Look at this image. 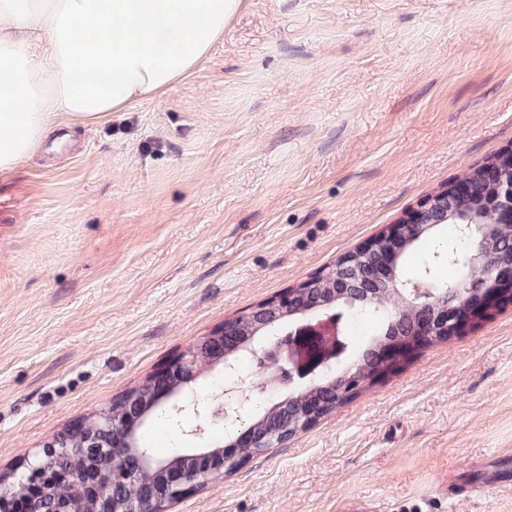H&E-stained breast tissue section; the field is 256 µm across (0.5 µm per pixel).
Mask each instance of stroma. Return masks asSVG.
<instances>
[{"mask_svg":"<svg viewBox=\"0 0 512 512\" xmlns=\"http://www.w3.org/2000/svg\"><path fill=\"white\" fill-rule=\"evenodd\" d=\"M510 147L512 0H245L0 176V472ZM508 453L504 301L168 512H512Z\"/></svg>","mask_w":512,"mask_h":512,"instance_id":"obj_1","label":"stroma"}]
</instances>
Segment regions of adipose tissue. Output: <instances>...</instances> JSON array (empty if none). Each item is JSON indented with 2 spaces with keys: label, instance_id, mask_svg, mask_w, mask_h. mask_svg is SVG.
Instances as JSON below:
<instances>
[{
  "label": "adipose tissue",
  "instance_id": "obj_1",
  "mask_svg": "<svg viewBox=\"0 0 512 512\" xmlns=\"http://www.w3.org/2000/svg\"><path fill=\"white\" fill-rule=\"evenodd\" d=\"M242 0H0V173L204 63Z\"/></svg>",
  "mask_w": 512,
  "mask_h": 512
}]
</instances>
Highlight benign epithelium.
Wrapping results in <instances>:
<instances>
[{
  "mask_svg": "<svg viewBox=\"0 0 512 512\" xmlns=\"http://www.w3.org/2000/svg\"><path fill=\"white\" fill-rule=\"evenodd\" d=\"M434 200L432 194L425 196L405 214L404 223L387 227L391 243L388 249L376 252L372 240L361 246L358 249L361 263L357 272L369 279L386 280L393 277L401 256L398 244L405 224L419 223ZM496 202L502 218L511 224L512 180L500 183ZM458 263L462 267L463 278H478L485 288L478 292L460 288L454 299L446 295L441 297L431 288L408 291L410 304L422 311L419 336L388 347L386 360L406 357L433 339L453 334L461 326L470 323L468 311L493 307L512 292V260H494L480 250H471L458 259ZM291 299L292 290L288 289L265 305L264 309L277 319L280 314L288 311ZM346 314V310L327 311L324 305L317 304L302 311L301 317L289 323L286 332L251 336L237 347L228 346V340L234 338L236 333L226 323L217 334L205 336L198 344L170 360L154 374L155 378L166 381L169 376L177 375L188 383L193 382L200 375V358L206 353L211 357V364L221 365L224 379L230 381L224 393L206 400L200 398L192 387L182 393L173 390L171 383L156 393V404L169 414L175 425H180L181 418L189 413L198 418L194 428L183 431L185 438L204 443L209 428L217 425L231 426L234 432L229 441L216 448L191 454L190 458L194 459L192 468H165L163 481L152 487L149 495L120 507L113 505L110 500L102 499L98 502L97 512H148L163 497L174 499L204 483L213 474L241 466L247 460L240 452L241 448H267L283 441L284 436L279 431L266 428L258 433L239 425L245 408L258 404L256 388L250 376L240 371L239 360L243 357L251 358L258 367L271 368L276 372L277 384L269 390L271 398H278L281 392L294 388L306 387L312 391L329 377L338 380L341 391L350 396L360 391L366 380L358 376L354 364L349 362L350 342L343 323ZM321 407L319 399L309 398L297 410L295 418L307 428L317 421ZM94 418L98 426L112 427V447L118 449V452L112 454L104 447L96 449V453L111 459L110 467H79L67 475V481L79 491L93 496L101 484L112 478V469L115 468L128 480L142 485L150 458L147 449L140 447L137 440V429L143 424V417L132 413L119 420L112 416V408L108 407L96 412ZM68 432L82 435L85 446L96 445L95 430L89 428L87 419L71 424ZM57 451L58 443L54 440L42 446L36 461L27 464L26 478L31 488L35 489L34 495L24 502L18 496L1 492L0 512H33L32 505L41 497L44 481L49 479L45 460Z\"/></svg>",
  "mask_w": 512,
  "mask_h": 512,
  "instance_id": "benign-epithelium-1",
  "label": "benign epithelium"
}]
</instances>
